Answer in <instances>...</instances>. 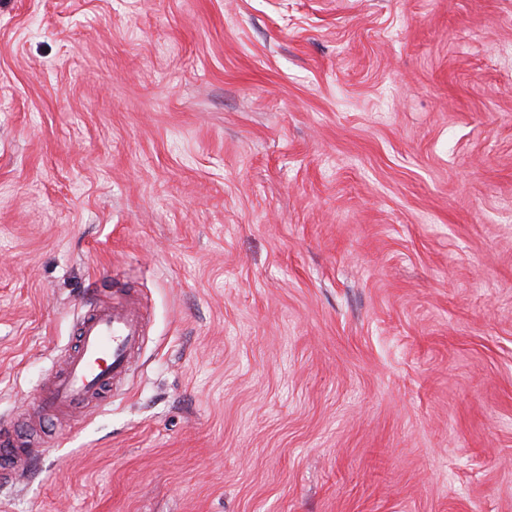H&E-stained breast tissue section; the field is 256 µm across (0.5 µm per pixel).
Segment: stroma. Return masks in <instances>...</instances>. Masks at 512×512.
Wrapping results in <instances>:
<instances>
[{"instance_id": "1", "label": "stroma", "mask_w": 512, "mask_h": 512, "mask_svg": "<svg viewBox=\"0 0 512 512\" xmlns=\"http://www.w3.org/2000/svg\"><path fill=\"white\" fill-rule=\"evenodd\" d=\"M128 291L0 512H512V0H0V424ZM143 316L133 299L92 308L80 319L75 346L63 365L40 387L34 401L36 416L78 420L96 407L130 371L140 344Z\"/></svg>"}]
</instances>
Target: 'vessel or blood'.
Returning a JSON list of instances; mask_svg holds the SVG:
<instances>
[{
	"label": "vessel or blood",
	"instance_id": "b4317fda",
	"mask_svg": "<svg viewBox=\"0 0 512 512\" xmlns=\"http://www.w3.org/2000/svg\"><path fill=\"white\" fill-rule=\"evenodd\" d=\"M143 316L135 300L92 306L80 319L75 346L61 368L40 387L34 401L39 417L81 418L98 406L129 372L142 338ZM46 454L24 447L22 436L0 426V485L13 483Z\"/></svg>",
	"mask_w": 512,
	"mask_h": 512
}]
</instances>
